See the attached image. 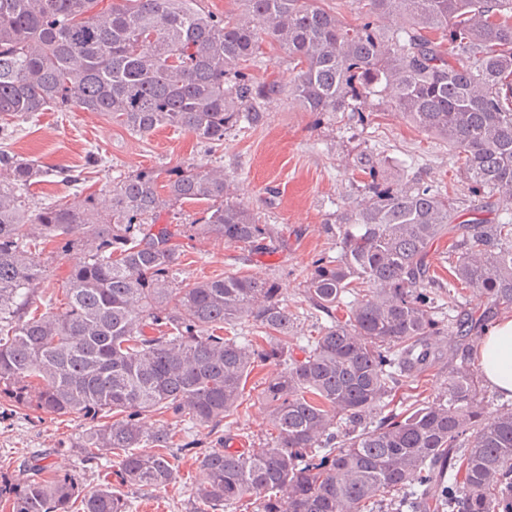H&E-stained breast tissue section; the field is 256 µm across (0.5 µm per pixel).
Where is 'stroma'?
<instances>
[{
	"label": "stroma",
	"instance_id": "1",
	"mask_svg": "<svg viewBox=\"0 0 512 512\" xmlns=\"http://www.w3.org/2000/svg\"><path fill=\"white\" fill-rule=\"evenodd\" d=\"M364 148L372 151L379 165L408 163L423 182L454 191L468 209L494 218L498 197L472 189L447 145L374 97L360 104L358 111L333 117L302 111L283 97L267 107L259 125L228 131L223 144L216 147L170 128L141 137L107 116L76 108L11 118L0 131V150L37 161L49 170L24 194L32 206L80 204L85 186L105 191L114 178L140 169L163 171L205 164L223 170L234 199L259 211L265 223L282 228L287 244L270 253L253 254L221 241L184 237L180 240L182 279L191 284L235 272L276 277L285 304L300 316L299 330L308 336L316 335L328 319L311 313L303 296V280L312 260L337 253L324 224L337 206L361 194L362 178L353 171L351 158ZM91 150L101 156L94 168L85 163ZM66 170L82 174L85 184L64 180ZM275 370V364L268 363L253 371L242 405L228 418L232 435L247 446H258L267 428L259 393ZM92 425L89 419L72 421L31 410L0 412V481L22 480L28 462L38 456L47 458L58 474L71 475L83 492L95 490L112 471L113 461L106 458L98 465L83 461L76 443ZM185 438L196 442L197 448L175 451L176 481L163 489L129 490L132 512H194V460L197 452L209 448L211 439L199 428L188 430Z\"/></svg>",
	"mask_w": 512,
	"mask_h": 512
}]
</instances>
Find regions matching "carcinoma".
Segmentation results:
<instances>
[{"label": "carcinoma", "instance_id": "obj_1", "mask_svg": "<svg viewBox=\"0 0 512 512\" xmlns=\"http://www.w3.org/2000/svg\"><path fill=\"white\" fill-rule=\"evenodd\" d=\"M218 17L199 0H0V121L49 109L100 112L141 137L159 128L216 146L240 122L258 125L287 96L336 115L376 96L448 144L464 177L512 203V0H355L351 26L322 0H239ZM403 17L392 30L382 21ZM288 56V83H257L239 64L259 34ZM0 400L55 417L101 420L77 447L85 461L118 452L121 486L161 489L177 479L171 449L184 422L216 435L195 458L199 512H512V404L486 410L482 374L459 348L512 305V209L459 222L460 198L367 150L353 168L365 200L324 225L337 255L311 265L303 293L330 325L294 342L297 317L277 278L235 273L183 284L180 235L158 223L186 202L208 205L197 235L257 253L283 230L233 200L224 171L205 165L138 170L108 197L31 208L22 191L44 175L0 151ZM448 239V285L427 257ZM93 242L69 270L64 302L37 304L61 253ZM464 286L486 307L459 313ZM242 323L254 336H226ZM279 370L261 392L268 429L259 448L232 449L224 420L254 369ZM448 365L441 402L390 408L399 392ZM159 414L147 428L142 418ZM150 444L154 451L141 450ZM12 512H130L105 481L80 495L36 460L0 482Z\"/></svg>", "mask_w": 512, "mask_h": 512}]
</instances>
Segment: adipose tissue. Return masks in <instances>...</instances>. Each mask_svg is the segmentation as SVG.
Here are the masks:
<instances>
[{
  "label": "adipose tissue",
  "instance_id": "ef3b65f1",
  "mask_svg": "<svg viewBox=\"0 0 512 512\" xmlns=\"http://www.w3.org/2000/svg\"><path fill=\"white\" fill-rule=\"evenodd\" d=\"M474 353L486 382L512 399V318L497 321L477 340Z\"/></svg>",
  "mask_w": 512,
  "mask_h": 512
}]
</instances>
